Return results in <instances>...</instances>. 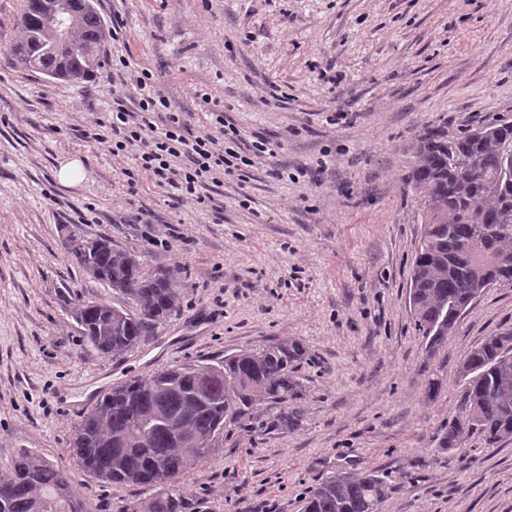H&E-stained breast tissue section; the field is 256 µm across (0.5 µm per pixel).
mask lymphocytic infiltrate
Returning <instances> with one entry per match:
<instances>
[{
  "mask_svg": "<svg viewBox=\"0 0 512 512\" xmlns=\"http://www.w3.org/2000/svg\"><path fill=\"white\" fill-rule=\"evenodd\" d=\"M120 66L126 71L122 91L113 95L110 116L91 135L112 157H133L138 172L199 204L206 201L201 194L206 183H221L232 174L245 178L248 167L264 158L268 147L262 140L235 150L239 133L223 112L213 113L202 131L190 133L149 69L131 68L125 59Z\"/></svg>",
  "mask_w": 512,
  "mask_h": 512,
  "instance_id": "f902f5d3",
  "label": "lymphocytic infiltrate"
}]
</instances>
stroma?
Here are the masks:
<instances>
[{
	"mask_svg": "<svg viewBox=\"0 0 512 512\" xmlns=\"http://www.w3.org/2000/svg\"><path fill=\"white\" fill-rule=\"evenodd\" d=\"M97 8L125 25L107 52L149 68L191 131L220 110L243 144L265 140L272 154L246 181L209 185L199 206L148 175L128 185L133 160L84 135L112 110L111 65L78 85L15 69L20 0H0V480L31 451L66 470L94 512H126L151 489L107 484L76 464L70 443L83 415L63 400L297 340L309 352L299 427L228 424L215 453L175 485L186 512H303L326 477L368 468L390 480L381 512H512V442L444 450L438 441L460 412L464 355L512 329V287L483 294L427 354L408 307L420 220L404 183L431 124L512 121V0ZM72 160L85 176L62 184L57 172ZM88 207L95 218L80 223ZM138 211L150 223H123ZM74 235L110 238L148 274L178 268L179 312L132 350L96 352L65 300L123 299L73 263ZM433 379L441 391L430 402Z\"/></svg>",
	"mask_w": 512,
	"mask_h": 512,
	"instance_id": "obj_1",
	"label": "stroma"
}]
</instances>
